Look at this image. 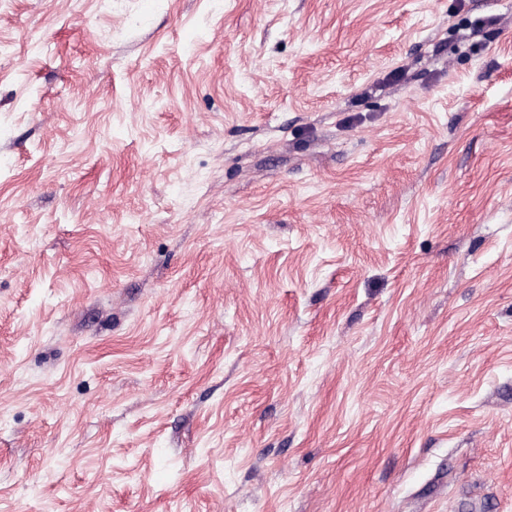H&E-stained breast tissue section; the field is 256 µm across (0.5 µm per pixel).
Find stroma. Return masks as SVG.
I'll list each match as a JSON object with an SVG mask.
<instances>
[{
    "label": "stroma",
    "mask_w": 512,
    "mask_h": 512,
    "mask_svg": "<svg viewBox=\"0 0 512 512\" xmlns=\"http://www.w3.org/2000/svg\"><path fill=\"white\" fill-rule=\"evenodd\" d=\"M0 512H512V0H0Z\"/></svg>",
    "instance_id": "1"
}]
</instances>
